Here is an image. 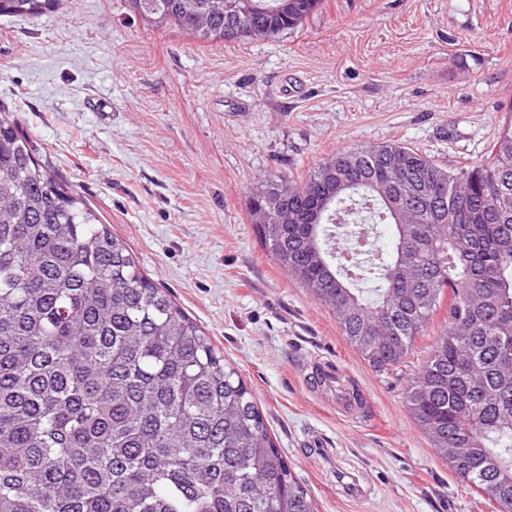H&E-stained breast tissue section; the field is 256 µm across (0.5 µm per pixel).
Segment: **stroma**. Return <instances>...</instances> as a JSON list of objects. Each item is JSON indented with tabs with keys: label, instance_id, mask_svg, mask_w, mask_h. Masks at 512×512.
<instances>
[{
	"label": "stroma",
	"instance_id": "1",
	"mask_svg": "<svg viewBox=\"0 0 512 512\" xmlns=\"http://www.w3.org/2000/svg\"><path fill=\"white\" fill-rule=\"evenodd\" d=\"M511 105L512 0H322L292 30L234 43L148 26L129 0L0 17V110L237 368L318 512L493 506L406 407L443 315L403 373L375 371L262 246L249 199L340 149L405 143L476 164ZM324 361L366 395L356 418L312 385Z\"/></svg>",
	"mask_w": 512,
	"mask_h": 512
}]
</instances>
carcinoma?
<instances>
[{
  "label": "carcinoma",
  "instance_id": "1",
  "mask_svg": "<svg viewBox=\"0 0 512 512\" xmlns=\"http://www.w3.org/2000/svg\"><path fill=\"white\" fill-rule=\"evenodd\" d=\"M58 0H0L38 18ZM209 42L275 36L321 0H130ZM275 197L292 216L268 209ZM259 240L379 372L448 304L407 407L457 477L512 512V122L449 170L399 143L339 150L251 200ZM383 244L355 256L352 229ZM0 512H317L251 393L127 243L0 111Z\"/></svg>",
  "mask_w": 512,
  "mask_h": 512
}]
</instances>
